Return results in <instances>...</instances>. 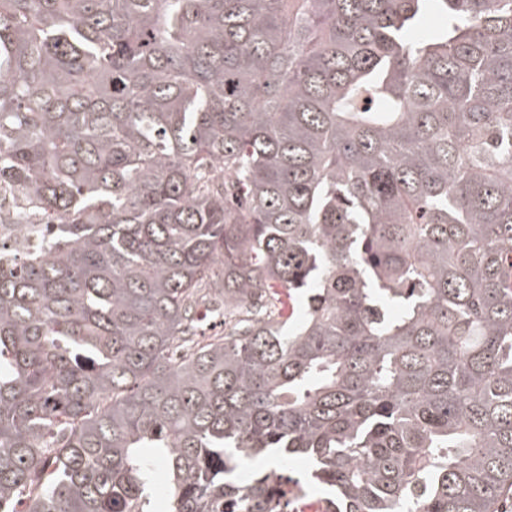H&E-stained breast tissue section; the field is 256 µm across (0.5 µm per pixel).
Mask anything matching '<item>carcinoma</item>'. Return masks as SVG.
Instances as JSON below:
<instances>
[{
  "label": "carcinoma",
  "instance_id": "cac0c4a2",
  "mask_svg": "<svg viewBox=\"0 0 512 512\" xmlns=\"http://www.w3.org/2000/svg\"><path fill=\"white\" fill-rule=\"evenodd\" d=\"M2 189L0 512L512 500V0H0Z\"/></svg>",
  "mask_w": 512,
  "mask_h": 512
}]
</instances>
